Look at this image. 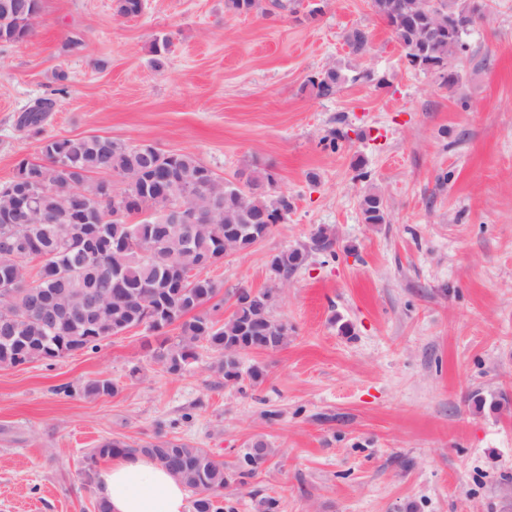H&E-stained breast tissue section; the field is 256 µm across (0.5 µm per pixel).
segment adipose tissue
<instances>
[{
  "label": "adipose tissue",
  "mask_w": 512,
  "mask_h": 512,
  "mask_svg": "<svg viewBox=\"0 0 512 512\" xmlns=\"http://www.w3.org/2000/svg\"><path fill=\"white\" fill-rule=\"evenodd\" d=\"M95 494L108 512H186V487L154 459L110 460L95 478Z\"/></svg>",
  "instance_id": "obj_1"
}]
</instances>
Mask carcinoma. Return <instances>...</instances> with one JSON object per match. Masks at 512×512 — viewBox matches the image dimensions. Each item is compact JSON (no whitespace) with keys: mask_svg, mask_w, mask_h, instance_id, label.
<instances>
[{"mask_svg":"<svg viewBox=\"0 0 512 512\" xmlns=\"http://www.w3.org/2000/svg\"><path fill=\"white\" fill-rule=\"evenodd\" d=\"M372 12L385 20L414 68L444 70L467 51L469 30L458 24L469 0H369ZM227 11L241 15L261 9V0H225ZM115 13L135 17L140 0H114ZM41 0H0V43L25 40L38 18ZM350 53L366 51L369 35L352 29ZM347 80L337 67L308 80L312 93L330 97ZM55 99L38 98L18 113V129L42 131ZM41 158H21L13 176L0 184V367L33 361L51 363L77 352H93L114 335L134 327L160 333L175 326L152 358L173 376L188 371L204 346L215 354L214 371L226 383L242 378L239 354L250 349L277 350L288 342L272 306L249 299L250 290L234 294L236 311L215 318L224 300L220 286L196 271L206 253L224 249V238L239 239L242 252L256 244L252 231L283 221L293 203L272 196L274 175L266 169L243 171L242 185L226 181L190 152H166L150 143L128 145L101 135L49 137L41 142ZM97 175L118 176L127 183L129 202L101 195ZM23 194L52 213L46 221L34 212L31 222L17 224L14 197ZM187 207L202 220L192 225L191 242L174 233L165 211ZM360 209L367 224L386 223L382 197L364 193ZM136 222H130V219ZM313 249L333 252L335 240L324 228L312 238ZM307 253L285 250L271 256L274 279H285L303 265ZM50 295L66 313L47 321L34 310L36 296ZM87 397H112L118 387L109 379L87 381ZM148 455L177 476L194 499L192 512H234L226 500L233 484L245 485L272 456L263 439L253 440L230 470L202 448L157 432L152 440L108 438L86 457L85 482L94 484L100 461Z\"/></svg>","mask_w":512,"mask_h":512,"instance_id":"obj_1","label":"carcinoma"}]
</instances>
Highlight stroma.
Masks as SVG:
<instances>
[{
  "instance_id": "obj_1",
  "label": "stroma",
  "mask_w": 512,
  "mask_h": 512,
  "mask_svg": "<svg viewBox=\"0 0 512 512\" xmlns=\"http://www.w3.org/2000/svg\"><path fill=\"white\" fill-rule=\"evenodd\" d=\"M290 3L234 15L224 0H145L121 18L113 0H42L34 32L0 44V183L39 155L16 115L52 94L45 135L151 142L229 180L256 165L293 201L262 241L206 271L224 318L237 289L276 288L287 344L240 355L262 379L224 383L204 347L184 376L164 373L151 351L172 327L0 368V512H94L89 452L160 423L229 466L254 439L274 448L231 491L235 512L269 496L280 512H512V0L471 31L451 87L408 65L368 0H328L313 18L309 0ZM354 28L371 35L359 57ZM333 66L348 75L336 95L310 93ZM369 189L386 223H364ZM322 227L333 253L274 281L271 256ZM97 378L117 395L63 391Z\"/></svg>"
}]
</instances>
